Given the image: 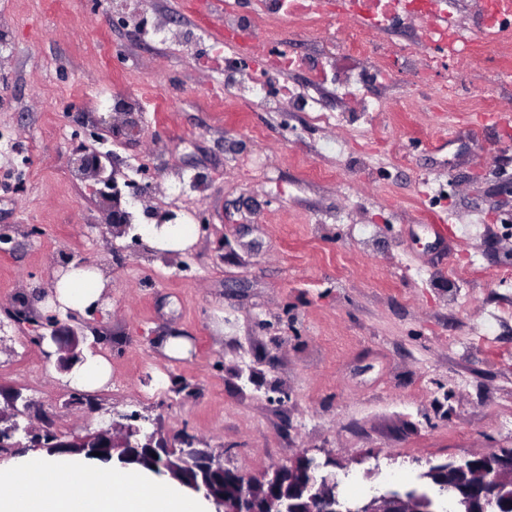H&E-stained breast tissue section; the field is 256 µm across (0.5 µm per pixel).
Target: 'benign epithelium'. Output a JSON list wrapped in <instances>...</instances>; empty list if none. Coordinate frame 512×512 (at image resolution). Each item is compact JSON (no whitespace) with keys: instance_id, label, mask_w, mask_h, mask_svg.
<instances>
[{"instance_id":"obj_1","label":"benign epithelium","mask_w":512,"mask_h":512,"mask_svg":"<svg viewBox=\"0 0 512 512\" xmlns=\"http://www.w3.org/2000/svg\"><path fill=\"white\" fill-rule=\"evenodd\" d=\"M80 169L93 181V192L100 206L101 223L115 237L128 234L132 214L128 211L127 193L120 186L111 168L108 153H80ZM50 338L58 346L59 363L67 366L80 357L77 352L78 331L48 319ZM7 410H0V449L44 448L52 455L61 449L85 448L99 452L103 461L117 460L123 466L153 463L159 471L178 479L193 492L213 505V512H422L423 499L414 492L401 494L385 491L356 502H345L336 479L319 475V464L303 454L258 478L245 476L237 469L224 466L223 458L207 448L195 446L192 439L183 440L184 447L174 450L158 431L144 432L138 427L118 421L108 427L84 435H61L49 429L38 430L29 424L31 402L19 391L4 395ZM306 468V477L299 482V506L279 492L284 473H299ZM464 473L462 496L479 504L478 512H496L498 494L512 489V449L471 452L460 460Z\"/></svg>"}]
</instances>
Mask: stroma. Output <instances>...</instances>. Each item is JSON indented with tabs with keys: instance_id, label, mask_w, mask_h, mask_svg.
Masks as SVG:
<instances>
[{
	"instance_id": "35a3bbf8",
	"label": "stroma",
	"mask_w": 512,
	"mask_h": 512,
	"mask_svg": "<svg viewBox=\"0 0 512 512\" xmlns=\"http://www.w3.org/2000/svg\"><path fill=\"white\" fill-rule=\"evenodd\" d=\"M159 14L185 45L152 34ZM215 24L208 0H0V177L28 173L0 180V390L52 431L140 416L247 475L333 460L354 500L512 448V135L448 126L463 105L401 71L393 111L350 125L252 105ZM474 82L512 113V72L479 61ZM119 107L136 136L106 134ZM102 142L120 180L194 225L192 245L112 240L72 163ZM67 261L106 282L77 317L82 355L112 368L93 392L69 384L45 326L69 319L50 297Z\"/></svg>"
}]
</instances>
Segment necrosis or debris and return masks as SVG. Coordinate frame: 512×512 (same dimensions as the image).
I'll return each mask as SVG.
<instances>
[{
	"mask_svg": "<svg viewBox=\"0 0 512 512\" xmlns=\"http://www.w3.org/2000/svg\"><path fill=\"white\" fill-rule=\"evenodd\" d=\"M281 0H255L251 14L239 13L236 0H223L224 44L235 48L240 59L263 54L267 67L285 72L300 67V59L277 46L279 28L269 20L280 14ZM294 12L316 18L335 14L337 32L347 42L333 43L325 57L335 66L339 84L356 96L363 112H385L389 106L380 97L368 95L369 78L391 79L390 56L383 41L387 33L413 31L412 39L400 42L401 57L423 54L427 71L447 74L440 89L444 98H476L475 88L466 86L471 60L488 55L493 68L512 65V0H290ZM480 22L476 37L466 34L465 20Z\"/></svg>",
	"mask_w": 512,
	"mask_h": 512,
	"instance_id": "4bbe7bcc",
	"label": "necrosis or debris"
}]
</instances>
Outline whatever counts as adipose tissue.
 Segmentation results:
<instances>
[{
	"mask_svg": "<svg viewBox=\"0 0 512 512\" xmlns=\"http://www.w3.org/2000/svg\"><path fill=\"white\" fill-rule=\"evenodd\" d=\"M105 287L99 268L69 265L54 283L61 311L96 307ZM178 480L140 466L101 470L72 455H38L0 465V512H207Z\"/></svg>",
	"mask_w": 512,
	"mask_h": 512,
	"instance_id": "adipose-tissue-1",
	"label": "adipose tissue"
}]
</instances>
